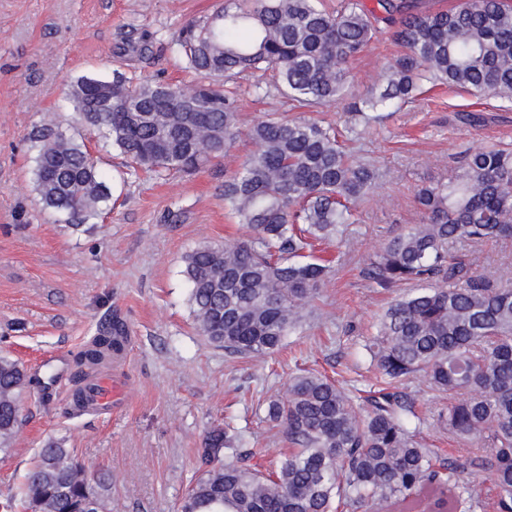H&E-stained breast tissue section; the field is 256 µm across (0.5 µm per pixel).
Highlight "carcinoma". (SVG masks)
<instances>
[{
    "label": "carcinoma",
    "mask_w": 512,
    "mask_h": 512,
    "mask_svg": "<svg viewBox=\"0 0 512 512\" xmlns=\"http://www.w3.org/2000/svg\"><path fill=\"white\" fill-rule=\"evenodd\" d=\"M186 25L174 42L208 84L194 88L82 75L70 85L74 121L117 148L133 170L191 173L224 156L238 135L237 100L224 78L271 70L282 94L307 107L338 104L349 89L347 65L379 31L404 48L382 73V91L354 100L365 123L374 112L413 99L425 82L449 84L512 102V5L462 0L431 12L421 0H347L337 12L320 0H234ZM255 149L224 181V204L249 239L204 244L183 257L188 303L198 333L243 357L275 352L301 323L329 267L304 260L312 240H332L352 207L376 188L369 165L351 158L336 130L310 119L267 118L248 133ZM34 184L42 205L85 224L111 197L84 135L45 123L34 135ZM426 223L385 243L368 276L388 289L418 288L383 316L365 349L389 380L422 376L453 397L443 427L487 454L470 460L498 490V512H512V270L474 275L448 244L512 237V150L468 154L448 179L415 194ZM117 322L76 356L75 378L120 353ZM32 381L0 355V451L20 430V397ZM361 414L331 380L300 374L265 418L292 445L263 473L224 463L230 437L216 427L197 449L199 476L181 512H471L472 498L453 470L410 435L416 414L400 393L379 392ZM92 476L57 440L40 448L22 487L28 512H108Z\"/></svg>",
    "instance_id": "obj_1"
}]
</instances>
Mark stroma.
Masks as SVG:
<instances>
[{
    "label": "stroma",
    "instance_id": "obj_1",
    "mask_svg": "<svg viewBox=\"0 0 512 512\" xmlns=\"http://www.w3.org/2000/svg\"><path fill=\"white\" fill-rule=\"evenodd\" d=\"M224 0H0V353L24 365L37 383L21 399L23 422L14 447L0 452V502L20 494L23 476L43 442L63 443L89 473H110L109 512H177L195 477L204 433L223 426L233 440L224 461L263 469L288 447L281 428L265 420L269 398L310 371L326 375L356 402L385 388L364 351L390 304L407 284L386 290L366 269L386 240L422 223L416 191L447 178L465 154L512 146V102L446 86H423L400 111L371 128L341 107L300 108L249 73L225 79L236 94L242 131L224 157L169 181L132 173L123 156L101 142L91 151L111 189L107 209L72 226L45 209L34 189L35 126L48 117L75 122L66 96L86 74L114 72L137 80L194 86L200 75L170 45L182 27L222 7ZM150 35L149 52L124 51L128 39ZM399 53L388 34L376 35L354 60L352 94L370 91L382 67ZM477 112L484 124L457 121ZM308 117L359 138L346 149L379 170L378 187L315 254L331 273L314 301L316 313L283 347L241 357L207 344L193 325L182 258L198 245L247 239V228L224 206V181L253 149L246 132L265 114ZM472 271L512 265V238L453 244ZM128 336L102 371L118 378L116 408L75 409L77 352L112 319ZM414 403L422 447L457 466L473 496V512H497V491L472 472L475 447L448 434L438 415L446 394L423 378L395 383Z\"/></svg>",
    "mask_w": 512,
    "mask_h": 512
}]
</instances>
